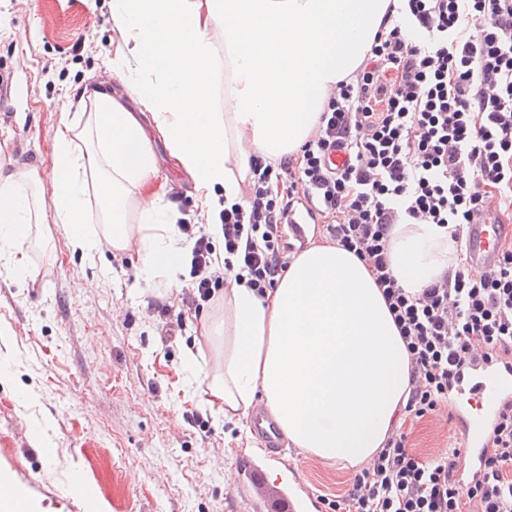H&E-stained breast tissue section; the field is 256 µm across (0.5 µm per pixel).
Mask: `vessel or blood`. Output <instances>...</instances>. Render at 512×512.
Returning a JSON list of instances; mask_svg holds the SVG:
<instances>
[{
	"label": "vessel or blood",
	"mask_w": 512,
	"mask_h": 512,
	"mask_svg": "<svg viewBox=\"0 0 512 512\" xmlns=\"http://www.w3.org/2000/svg\"><path fill=\"white\" fill-rule=\"evenodd\" d=\"M512 236V222L495 204H486L479 219L465 228L468 260L479 271L494 269L501 257L500 242ZM512 405V369L494 362H477L467 370L449 399L462 444V463L456 477L466 481L486 450L492 422L503 408ZM251 426L262 440L269 459L279 460L285 445L274 419L263 409L251 415ZM233 485H249L260 512H321L322 506L300 481L286 484L271 479L266 467L252 465L236 470Z\"/></svg>",
	"instance_id": "1"
}]
</instances>
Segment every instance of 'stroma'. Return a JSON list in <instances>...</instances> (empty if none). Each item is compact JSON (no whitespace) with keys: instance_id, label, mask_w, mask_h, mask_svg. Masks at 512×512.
I'll return each mask as SVG.
<instances>
[{"instance_id":"35a3bbf8","label":"stroma","mask_w":512,"mask_h":512,"mask_svg":"<svg viewBox=\"0 0 512 512\" xmlns=\"http://www.w3.org/2000/svg\"><path fill=\"white\" fill-rule=\"evenodd\" d=\"M127 50L112 0H0V74L11 83L0 94V161L51 175L52 136L79 111L69 95L78 84L105 83L150 125L104 66ZM152 147L154 189L174 217L206 223L189 176L162 141ZM26 252L32 279L0 275V471L39 512H256L251 492L228 480L260 446L250 419L206 403L224 345L201 325L219 316L223 298L150 313L151 299L183 293L187 280L145 281L132 248L85 257L50 220L32 225ZM192 411L205 414L209 438L186 422ZM291 471L319 495L354 469L292 447L271 465L276 476Z\"/></svg>"}]
</instances>
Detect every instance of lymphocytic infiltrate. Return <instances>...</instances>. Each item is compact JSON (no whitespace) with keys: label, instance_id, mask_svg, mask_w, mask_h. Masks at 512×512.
Masks as SVG:
<instances>
[{"label":"lymphocytic infiltrate","instance_id":"lymphocytic-infiltrate-1","mask_svg":"<svg viewBox=\"0 0 512 512\" xmlns=\"http://www.w3.org/2000/svg\"><path fill=\"white\" fill-rule=\"evenodd\" d=\"M479 36H472V29ZM352 161L333 171L332 147ZM242 202L221 213L224 248L180 219L190 245L186 301L227 281L265 296L296 248L283 226L306 210L326 243L361 259L403 338L411 372L401 423L354 471L328 512H512V409L490 434L485 469L455 477L456 447L412 448V428L448 419L449 393L477 357L512 361V242L498 268L465 257L407 292L389 259L393 225L439 224L462 243L490 198L512 205V0H393L358 68L338 81L299 149L253 158Z\"/></svg>","mask_w":512,"mask_h":512}]
</instances>
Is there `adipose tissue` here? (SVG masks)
Returning <instances> with one entry per match:
<instances>
[{"mask_svg": "<svg viewBox=\"0 0 512 512\" xmlns=\"http://www.w3.org/2000/svg\"><path fill=\"white\" fill-rule=\"evenodd\" d=\"M389 0H113L112 19L133 45L108 67L151 115L152 128L115 97L91 94L87 118L53 136L52 180L33 167L0 164V259L28 272L24 245L52 205L73 250L136 247L145 280L174 276L186 249L166 205L151 190L158 133L210 206L221 236L222 203L239 201L253 155L296 151L337 81L369 50ZM224 35L216 49L214 29ZM224 62V104L213 70ZM96 191L100 213L87 194ZM137 221H129L130 205ZM454 244L436 224L394 225L392 271L420 291L448 265ZM224 358L209 406L270 409L296 447L324 462L371 458L407 398L409 354L379 288L353 253L315 245L294 257L266 297L224 291Z\"/></svg>", "mask_w": 512, "mask_h": 512, "instance_id": "obj_1", "label": "adipose tissue"}]
</instances>
